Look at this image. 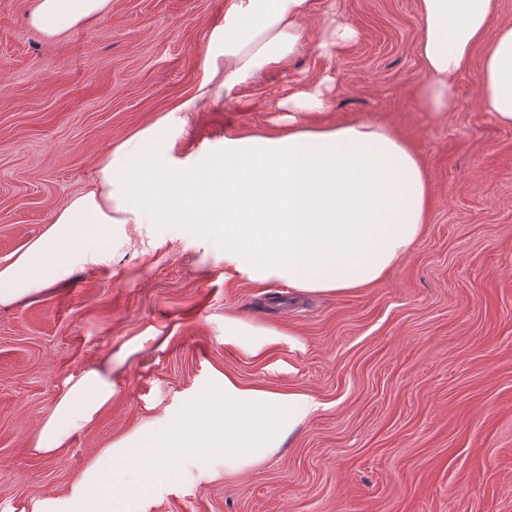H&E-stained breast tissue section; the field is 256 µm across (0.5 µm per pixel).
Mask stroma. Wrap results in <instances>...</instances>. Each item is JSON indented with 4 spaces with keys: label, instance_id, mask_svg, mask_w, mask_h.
<instances>
[{
    "label": "stroma",
    "instance_id": "35a3bbf8",
    "mask_svg": "<svg viewBox=\"0 0 512 512\" xmlns=\"http://www.w3.org/2000/svg\"><path fill=\"white\" fill-rule=\"evenodd\" d=\"M226 0H112L62 39L27 23L30 0H0V265L92 183L111 149L204 77ZM358 39L192 113L173 155L221 154L224 135L281 129L293 81L334 80L317 124L372 121L422 161L431 195L412 253L340 296L225 279L224 258L164 224L161 256L137 248L0 307V512L66 497L101 448L185 404L212 375L297 389L322 410L251 471L183 465L146 512H512V127L479 92V62L455 80V108L420 111L417 0H313ZM242 318L295 335L258 357L224 339ZM146 337L139 349L129 348ZM112 360L111 404L57 456L32 442L71 379Z\"/></svg>",
    "mask_w": 512,
    "mask_h": 512
}]
</instances>
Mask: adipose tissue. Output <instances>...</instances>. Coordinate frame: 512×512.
I'll use <instances>...</instances> for the list:
<instances>
[{
  "label": "adipose tissue",
  "instance_id": "obj_1",
  "mask_svg": "<svg viewBox=\"0 0 512 512\" xmlns=\"http://www.w3.org/2000/svg\"><path fill=\"white\" fill-rule=\"evenodd\" d=\"M112 0H32L30 24L52 39L110 11ZM495 0H418L422 33L415 51L427 79L422 111L455 106L454 80L484 46L479 90L500 125L512 127V22H495ZM312 0H230L210 34L197 95L115 146L92 188L73 199L44 234L0 266V306L13 304L89 266L110 265L145 224H177L224 255L225 278L280 282L301 293L344 295L380 280L423 232L429 183L419 158L394 130L375 122L310 125L324 111L323 84L307 81L281 103L288 126L276 134L230 132L224 152L199 164L170 153L185 115L230 96L264 70L306 48L321 55L359 32L336 14L310 43ZM280 331L238 318L224 338L252 355ZM112 361L71 382L43 421L36 453L57 454L112 401ZM312 395L244 387L228 375L207 381L180 410L146 421L93 458L68 496L37 501L33 512H142L145 495L176 482L174 459L220 464L239 474L278 455L319 409ZM131 477L126 489L111 483Z\"/></svg>",
  "mask_w": 512,
  "mask_h": 512
}]
</instances>
